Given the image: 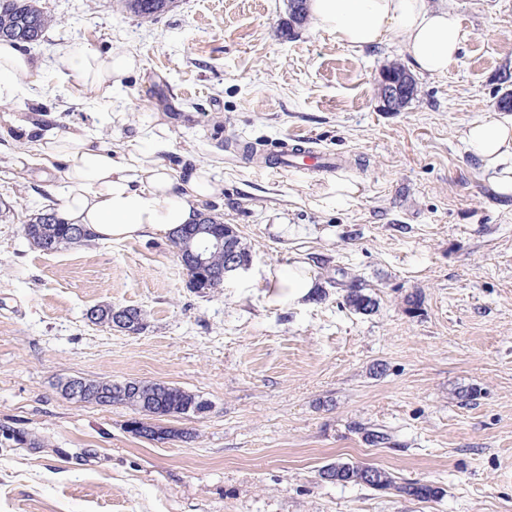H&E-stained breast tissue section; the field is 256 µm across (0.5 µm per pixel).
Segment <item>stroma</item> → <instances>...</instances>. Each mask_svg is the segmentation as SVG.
Returning <instances> with one entry per match:
<instances>
[{
	"instance_id": "obj_1",
	"label": "stroma",
	"mask_w": 512,
	"mask_h": 512,
	"mask_svg": "<svg viewBox=\"0 0 512 512\" xmlns=\"http://www.w3.org/2000/svg\"><path fill=\"white\" fill-rule=\"evenodd\" d=\"M39 4L53 19L27 48L40 70L0 103V427L42 445L0 438V512H512V206L462 140L512 91V0H448L462 49L447 73L416 75L398 112L376 85L406 64L400 40L354 52L312 22L289 26L288 0H176L152 22L124 0ZM77 44L133 50L140 65L99 102L55 67ZM28 122L89 128L107 149L164 126L167 163L221 180L223 203L202 212L235 228L250 268L198 293L165 236L31 248L21 226L52 204L54 172L16 167ZM292 135L349 170L261 172L236 151ZM342 181L358 195L331 199ZM298 258L321 297L269 305L267 273ZM342 271L374 313L344 306ZM104 303L142 308L144 330L91 324ZM73 377L164 381L211 408L168 419L193 439L149 441L129 432L131 408L64 398ZM369 429L391 443H369ZM337 461L443 493L320 480Z\"/></svg>"
}]
</instances>
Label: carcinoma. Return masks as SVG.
Listing matches in <instances>:
<instances>
[{
	"label": "carcinoma",
	"mask_w": 512,
	"mask_h": 512,
	"mask_svg": "<svg viewBox=\"0 0 512 512\" xmlns=\"http://www.w3.org/2000/svg\"><path fill=\"white\" fill-rule=\"evenodd\" d=\"M170 4L172 0H128L130 11L143 21H152L164 14ZM51 22V17L33 4V0H0V40L34 44L41 40ZM23 233L31 246L44 253L86 246L91 242V234L79 225L64 223L52 207L43 209L23 224ZM202 237L203 234L197 232V225L187 224L172 235L169 242L175 253L180 255L187 247H196ZM343 301L356 314L368 315L376 308V301L365 292L363 284L357 279L346 285ZM89 384L98 392L110 394V400L106 404L125 405L137 411L140 415L139 421L145 429L153 427L151 419L154 417V410L148 401L161 402L171 415L184 417L186 406L196 399L191 392L166 382L138 381L124 396L120 395L118 382L91 380ZM0 436L6 441L26 444L32 448L41 447L39 440L28 439L23 433L9 427L1 428ZM336 466L341 472L337 481L341 483L363 484L380 491L394 488L418 501L434 500L442 494L441 488L419 481L398 486L393 475L385 470L380 472L378 482H369L364 477V472L369 469L367 465L338 462Z\"/></svg>",
	"instance_id": "carcinoma-1"
}]
</instances>
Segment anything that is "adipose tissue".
I'll use <instances>...</instances> for the list:
<instances>
[{
    "mask_svg": "<svg viewBox=\"0 0 512 512\" xmlns=\"http://www.w3.org/2000/svg\"><path fill=\"white\" fill-rule=\"evenodd\" d=\"M315 26L337 44L360 52L397 36L414 69L422 74L447 72L466 38L458 14L431 0H308ZM139 65L135 54L115 49L100 54L80 45L62 48L60 71L79 76L102 94H111ZM35 61L18 44L0 41V100L22 96L19 77L34 72ZM468 152L481 164L491 194L512 200V119H478L463 133ZM162 131H142L126 152L99 146L95 134L76 127L60 135L49 130L24 156L29 166L53 161L63 167L50 185L61 202L65 223L90 230L99 240L121 241L147 235L170 236L198 221L203 202L220 201L222 185L206 166L187 168L184 176L164 162ZM271 303L300 304L318 288L316 274L296 261L270 279Z\"/></svg>",
    "mask_w": 512,
    "mask_h": 512,
    "instance_id": "1",
    "label": "adipose tissue"
}]
</instances>
